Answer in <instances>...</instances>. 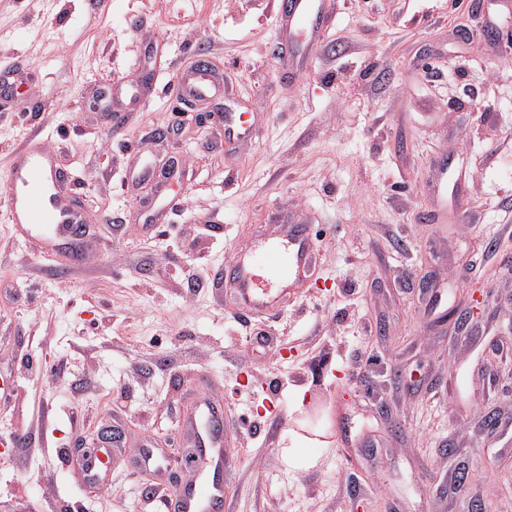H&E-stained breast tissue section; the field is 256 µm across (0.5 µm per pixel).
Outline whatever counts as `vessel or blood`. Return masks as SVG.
Here are the masks:
<instances>
[{"mask_svg": "<svg viewBox=\"0 0 512 512\" xmlns=\"http://www.w3.org/2000/svg\"><path fill=\"white\" fill-rule=\"evenodd\" d=\"M280 16L276 56L282 66L291 69L301 63L332 15L326 0H281ZM179 87L193 100L204 101L222 92L223 81L210 69L198 66L181 76ZM253 135V125L243 114L225 113V143L246 141ZM65 183L52 153L38 136H31L16 151L8 180L0 186V202L11 224L36 237L44 247H68L81 217L62 200ZM316 252L306 222L282 224L259 231L213 278L228 288L249 314L273 317L293 301L296 288L306 283ZM223 419L222 398L206 390L198 392L183 410L180 427L188 452L178 460L183 477L165 503L166 512H225L220 477L233 462L227 453L229 436ZM120 451V442L106 439L78 454L66 451L65 456L74 459L79 482L101 489L111 482V461ZM167 456V449L150 440L143 441L137 453L140 468L160 473L167 470Z\"/></svg>", "mask_w": 512, "mask_h": 512, "instance_id": "vessel-or-blood-1", "label": "vessel or blood"}]
</instances>
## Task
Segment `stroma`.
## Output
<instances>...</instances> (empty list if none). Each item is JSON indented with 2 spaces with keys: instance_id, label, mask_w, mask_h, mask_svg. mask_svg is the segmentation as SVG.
<instances>
[{
  "instance_id": "1",
  "label": "stroma",
  "mask_w": 512,
  "mask_h": 512,
  "mask_svg": "<svg viewBox=\"0 0 512 512\" xmlns=\"http://www.w3.org/2000/svg\"><path fill=\"white\" fill-rule=\"evenodd\" d=\"M276 3L0 0V62L31 74L0 109V184L38 129L89 234L81 263H64L0 204V368L16 377L0 436L30 431L0 460V512H165L119 467L87 492L62 451L120 411L128 454L145 433L175 444L202 372L235 433L232 512H468L475 497L512 512V56L462 37L489 20L512 30V0H334L291 87ZM200 57L228 81L186 108L174 86ZM118 80L146 92L116 132L93 101ZM227 112L258 126L230 156ZM171 161L164 192L140 180ZM291 216L310 219L318 270L279 316L234 314L188 287ZM477 294L479 317L455 333L448 311ZM263 331L283 345L256 346ZM462 464L473 481L456 491Z\"/></svg>"
}]
</instances>
